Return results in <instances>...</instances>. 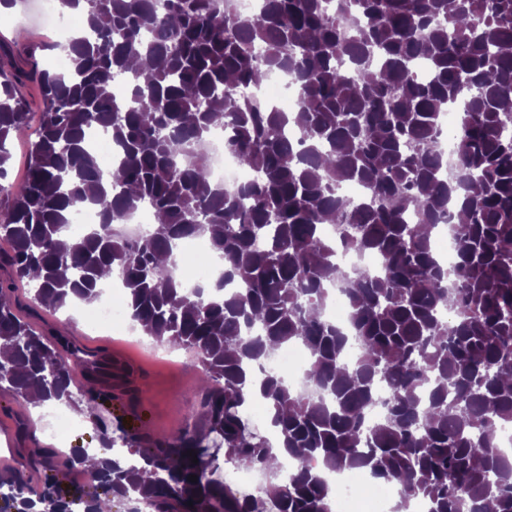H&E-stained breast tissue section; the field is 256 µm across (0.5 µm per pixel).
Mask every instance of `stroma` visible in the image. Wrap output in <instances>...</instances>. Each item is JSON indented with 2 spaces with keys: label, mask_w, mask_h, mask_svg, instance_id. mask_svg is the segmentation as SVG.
<instances>
[{
  "label": "stroma",
  "mask_w": 512,
  "mask_h": 512,
  "mask_svg": "<svg viewBox=\"0 0 512 512\" xmlns=\"http://www.w3.org/2000/svg\"><path fill=\"white\" fill-rule=\"evenodd\" d=\"M45 34L32 0H19L11 12L0 13V37L18 47L41 42ZM29 319L39 330L64 331L80 337L92 347L100 342L123 347L141 369L140 403L137 413L133 414L123 401L109 399L92 417L83 402H74L66 411L76 420L77 426L61 440L54 438L48 429L51 410L46 407L34 414V435L22 439L16 436L13 423L21 402L11 393L0 392V470L13 471L19 468L25 456L41 453L46 448L59 452L72 448L106 450L119 428L134 427L139 419L153 424L155 437H167L177 431L185 415L196 412L201 367L193 353L158 343L139 333L121 336L89 330L83 324L81 309L77 306L57 312L40 308L31 313Z\"/></svg>",
  "instance_id": "35a3bbf8"
}]
</instances>
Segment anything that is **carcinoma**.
I'll return each mask as SVG.
<instances>
[{
	"mask_svg": "<svg viewBox=\"0 0 512 512\" xmlns=\"http://www.w3.org/2000/svg\"><path fill=\"white\" fill-rule=\"evenodd\" d=\"M59 5L84 7L74 38L40 46L63 50L67 72L23 71L0 39V269L29 288L23 303L0 279V391L35 407L72 401L76 370L94 355L60 333L49 340L25 315L91 304L117 272L130 321L196 354L202 413L164 440L121 430L103 467L85 465L82 448L65 456V469L91 475L69 500L56 478L27 496L31 476L59 456L47 449L0 483L11 488L6 507L333 512L327 473L360 469L400 484L395 512L416 499L428 512H512V457L500 448L512 427V0H336L332 12L324 0H263L245 19L214 0H166L162 11L154 0ZM135 58L147 73L131 71ZM274 72L299 90L291 112H258L244 94ZM27 81L43 106L15 182ZM450 106L452 178L436 148ZM218 127L258 172L253 182L210 181L201 146ZM93 128L117 148L106 176L86 145ZM350 182L363 197L341 194ZM87 205L100 223L73 236ZM146 205L150 233L120 235L115 225ZM442 222L456 246L451 274L422 232ZM193 236L224 265L210 290L185 288L168 261ZM345 252L375 255L383 271L350 272ZM338 282L346 329L323 315ZM294 343L308 355L307 395L263 370ZM87 380L93 413L109 384L94 370ZM255 404L267 411L262 428ZM221 455L229 470L260 471L258 492L216 477Z\"/></svg>",
	"mask_w": 512,
	"mask_h": 512,
	"instance_id": "obj_1",
	"label": "carcinoma"
}]
</instances>
